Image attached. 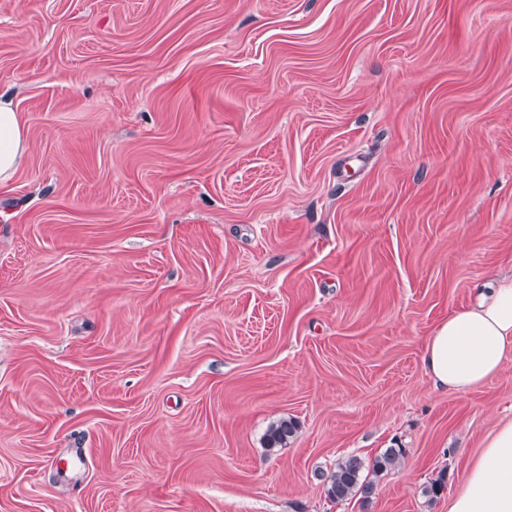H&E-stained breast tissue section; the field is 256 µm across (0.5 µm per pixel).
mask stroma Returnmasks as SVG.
<instances>
[{
	"instance_id": "35a3bbf8",
	"label": "stroma",
	"mask_w": 512,
	"mask_h": 512,
	"mask_svg": "<svg viewBox=\"0 0 512 512\" xmlns=\"http://www.w3.org/2000/svg\"><path fill=\"white\" fill-rule=\"evenodd\" d=\"M0 94V512H448L512 417L422 367L512 274V0H0ZM27 149V131L10 98L0 96V185L12 178ZM296 431V424L292 420L283 419L272 424L266 434V444L268 449L282 447L286 445ZM364 462L350 456L337 463L336 468L328 475H323L325 494L333 502L339 503L354 497L358 492L370 494L374 485L363 478Z\"/></svg>"
}]
</instances>
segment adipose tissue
<instances>
[{
  "label": "adipose tissue",
  "instance_id": "adipose-tissue-1",
  "mask_svg": "<svg viewBox=\"0 0 512 512\" xmlns=\"http://www.w3.org/2000/svg\"><path fill=\"white\" fill-rule=\"evenodd\" d=\"M27 131L11 99L0 96V185L19 168ZM512 356V279L482 289L430 337L423 367L436 388L461 393L493 379ZM448 512H512V418L500 422L448 499Z\"/></svg>",
  "mask_w": 512,
  "mask_h": 512
}]
</instances>
